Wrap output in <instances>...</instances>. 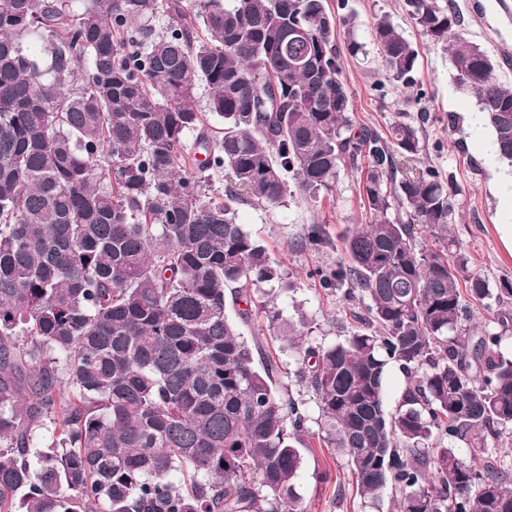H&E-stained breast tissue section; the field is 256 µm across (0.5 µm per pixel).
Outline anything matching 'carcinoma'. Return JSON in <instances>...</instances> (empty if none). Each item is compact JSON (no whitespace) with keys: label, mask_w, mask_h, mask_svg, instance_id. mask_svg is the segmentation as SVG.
Wrapping results in <instances>:
<instances>
[{"label":"carcinoma","mask_w":512,"mask_h":512,"mask_svg":"<svg viewBox=\"0 0 512 512\" xmlns=\"http://www.w3.org/2000/svg\"><path fill=\"white\" fill-rule=\"evenodd\" d=\"M405 5L450 45L512 162V88L438 0ZM345 8L0 0V512H306L295 480L309 415L281 360L226 313L228 293L242 322L263 313L291 337L318 439L361 496L389 492L397 512H512V464L487 448L512 430V359L499 351L512 283L495 296L469 273L448 235L457 189L407 169L419 127L354 122L335 42ZM372 36L385 77L413 85L403 33L383 17ZM361 165L371 221L345 236L347 260L317 272L359 301L360 326L299 342L305 321L256 298L280 273L236 205L279 204L290 179L314 195ZM205 171L224 174V193ZM462 285L503 332L464 325ZM391 364L410 378L394 413ZM41 429L56 434L45 448Z\"/></svg>","instance_id":"carcinoma-1"}]
</instances>
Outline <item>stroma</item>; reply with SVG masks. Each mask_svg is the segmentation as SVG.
Listing matches in <instances>:
<instances>
[{"label": "stroma", "mask_w": 512, "mask_h": 512, "mask_svg": "<svg viewBox=\"0 0 512 512\" xmlns=\"http://www.w3.org/2000/svg\"><path fill=\"white\" fill-rule=\"evenodd\" d=\"M439 2L459 15L460 31L487 50L500 80L512 87V0ZM346 11L355 18V31L350 34L338 28L337 44L343 50L342 79L351 94L356 121L382 132L399 122L420 125L425 143L420 166L452 176L460 189L448 232L462 243L470 270L494 288L512 282V249L500 231L501 225L512 224V214L493 189L496 178L511 173L512 166L484 156L473 142L467 116L478 107L475 97L458 84L443 48L415 28L404 0H348ZM384 16L403 31L419 57L414 86L390 82L378 94L374 85L383 71L372 26ZM351 38L362 46L358 54L346 51ZM360 178V171L346 169L335 186L317 197L293 187L280 204L244 202L236 207L238 222L267 244L279 266L281 278L269 294L272 306L284 319L306 321L307 338L313 344L341 341L355 326L349 315L351 304L343 292L321 288L314 272L334 269L343 256L344 236L366 221ZM314 224L323 225L328 238L327 245L318 250L305 240ZM264 346L279 356L289 373L287 384L294 398L305 404L309 430L317 431L318 408L306 385L294 376V353L276 335H265ZM296 487L308 512H390L392 508L387 495L374 503L364 500L345 459L315 439L305 452Z\"/></svg>", "instance_id": "35a3bbf8"}]
</instances>
